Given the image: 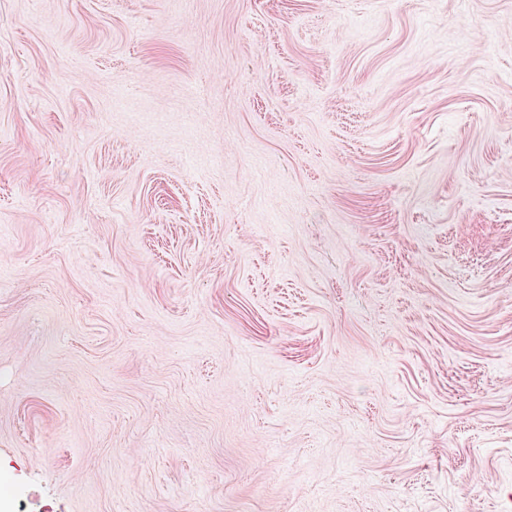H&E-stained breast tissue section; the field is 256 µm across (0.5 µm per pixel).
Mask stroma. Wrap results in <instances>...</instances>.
I'll list each match as a JSON object with an SVG mask.
<instances>
[{"label": "stroma", "mask_w": 512, "mask_h": 512, "mask_svg": "<svg viewBox=\"0 0 512 512\" xmlns=\"http://www.w3.org/2000/svg\"><path fill=\"white\" fill-rule=\"evenodd\" d=\"M0 512H512V0H0Z\"/></svg>", "instance_id": "1"}]
</instances>
